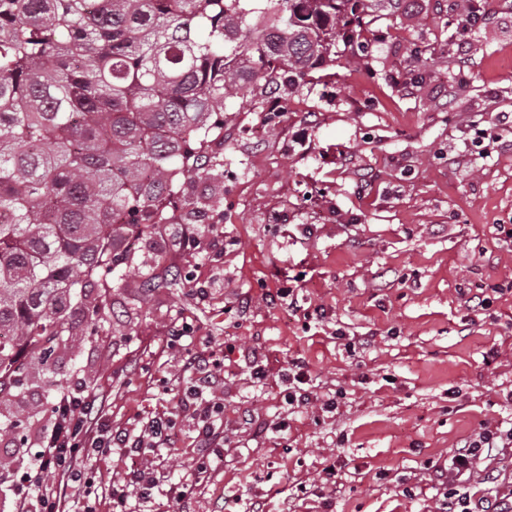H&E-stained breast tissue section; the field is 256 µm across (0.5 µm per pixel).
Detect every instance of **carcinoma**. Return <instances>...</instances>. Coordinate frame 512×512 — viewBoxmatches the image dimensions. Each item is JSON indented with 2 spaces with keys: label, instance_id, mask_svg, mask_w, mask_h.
<instances>
[{
  "label": "carcinoma",
  "instance_id": "obj_1",
  "mask_svg": "<svg viewBox=\"0 0 512 512\" xmlns=\"http://www.w3.org/2000/svg\"><path fill=\"white\" fill-rule=\"evenodd\" d=\"M382 0H0V395L100 308L110 241L206 170L224 99L262 106L357 41Z\"/></svg>",
  "mask_w": 512,
  "mask_h": 512
}]
</instances>
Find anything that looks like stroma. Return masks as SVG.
Wrapping results in <instances>:
<instances>
[{
	"label": "stroma",
	"instance_id": "obj_1",
	"mask_svg": "<svg viewBox=\"0 0 512 512\" xmlns=\"http://www.w3.org/2000/svg\"><path fill=\"white\" fill-rule=\"evenodd\" d=\"M456 4L414 0L413 17L370 22L385 37L365 56L336 43L282 93L279 123L253 110L249 90L227 102L214 166L179 180L166 223L116 236L111 279L85 288L103 308L97 331L69 337L54 383L35 377L0 397V423L16 425L0 443V512L15 510L4 476L28 465L48 403L75 377L112 425L179 415L175 451L144 457L161 475L152 512H225L232 494L266 512H438L428 462L512 428V0H488L463 53ZM417 55L410 91L391 74ZM480 129L496 137L484 155L471 147ZM190 226L195 249L183 243ZM283 286L294 305L262 302L263 288ZM477 287L491 305L476 312ZM182 321L192 350L224 352V442L176 504L168 484L199 454L196 418L179 402L182 363L165 347ZM338 329L373 344L347 352ZM248 352L267 384L252 379ZM297 357L317 400L292 414L276 380ZM338 391L336 412H321ZM465 489L474 500L512 492V447L482 459Z\"/></svg>",
	"mask_w": 512,
	"mask_h": 512
}]
</instances>
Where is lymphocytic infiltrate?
<instances>
[{"mask_svg":"<svg viewBox=\"0 0 512 512\" xmlns=\"http://www.w3.org/2000/svg\"><path fill=\"white\" fill-rule=\"evenodd\" d=\"M221 366L220 359L210 360L201 354L189 355L183 364L189 388L181 402L193 408L200 418L197 439L201 453L190 473L168 489L170 499L178 503L191 494L196 478L206 473L211 465V450L221 440L219 422L224 405L205 396L214 370ZM50 413L51 423L38 432L37 450L29 465L9 479L16 512H65L75 490L92 495L94 486L88 470L93 457L115 450L130 457L140 449L170 443L174 427L172 417L164 413L148 418L135 431L112 427L102 403L79 380L57 394ZM511 447L512 429L481 433L455 449L448 468L438 471L445 479L439 512L466 507L467 497L460 492L464 476L497 449ZM157 486L158 479L149 467L129 468L123 479L112 486V512H139Z\"/></svg>","mask_w":512,"mask_h":512,"instance_id":"obj_1","label":"lymphocytic infiltrate"}]
</instances>
